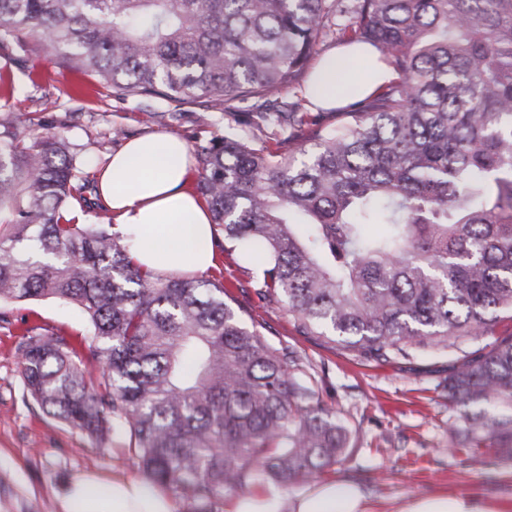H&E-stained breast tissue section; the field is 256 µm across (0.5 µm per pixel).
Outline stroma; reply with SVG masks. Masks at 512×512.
<instances>
[{
	"label": "stroma",
	"mask_w": 512,
	"mask_h": 512,
	"mask_svg": "<svg viewBox=\"0 0 512 512\" xmlns=\"http://www.w3.org/2000/svg\"><path fill=\"white\" fill-rule=\"evenodd\" d=\"M0 105L31 113L34 133L61 137L78 168L96 181L108 155L125 140L171 133L195 145L228 130L248 132L253 148L268 146L267 133L249 127L244 109L221 111L203 103L176 105L157 97L113 96L94 74L64 67L39 41L0 48ZM122 136H115V129ZM205 278L224 285L228 301L255 321L263 338L297 352L316 377L320 401L351 432L343 460L322 480L357 483L371 512H397L402 503L430 495H473L512 504V461L482 449L485 467L469 450H452L450 425L457 417L443 387L463 357L488 351L512 336V316L502 315L492 333L458 351H434L391 362H360L316 340L299 336L282 304L259 301L258 270L243 271L238 253L219 251ZM0 320V512H64L66 483L79 475L102 480L140 477L117 438L107 446L46 415L26 394L17 347L27 329L61 333L73 344L90 340L80 310L51 299L6 305Z\"/></svg>",
	"instance_id": "1"
}]
</instances>
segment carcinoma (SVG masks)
<instances>
[{"instance_id":"carcinoma-1","label":"carcinoma","mask_w":512,"mask_h":512,"mask_svg":"<svg viewBox=\"0 0 512 512\" xmlns=\"http://www.w3.org/2000/svg\"><path fill=\"white\" fill-rule=\"evenodd\" d=\"M396 78L324 126L298 85L328 34ZM31 38L119 96L254 106L290 130L195 146L198 195L262 301L358 360L459 350L512 314V0H0V47ZM0 118V303L77 306V350L33 333L27 394L100 446L121 435L146 478L204 504L259 479L308 483L349 448L299 355L269 344L210 279L138 264L90 203L67 145ZM303 140L300 154L282 150ZM467 448L512 460V336L444 386Z\"/></svg>"}]
</instances>
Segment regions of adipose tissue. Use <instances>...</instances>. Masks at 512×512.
<instances>
[{"mask_svg": "<svg viewBox=\"0 0 512 512\" xmlns=\"http://www.w3.org/2000/svg\"><path fill=\"white\" fill-rule=\"evenodd\" d=\"M367 48L353 44L322 57L308 82L314 103L326 109L349 100L337 85L339 72L369 60ZM191 157L172 134L128 140L97 175L98 192L116 229L127 235L138 262L168 273L204 271L214 263L215 240L205 204L188 189ZM64 512H175L159 487L131 477L105 482L80 476L66 486ZM225 512H369L352 483L327 482L285 503L261 492L229 500ZM401 512H512L471 496H431L407 502Z\"/></svg>", "mask_w": 512, "mask_h": 512, "instance_id": "ef3b65f1", "label": "adipose tissue"}]
</instances>
